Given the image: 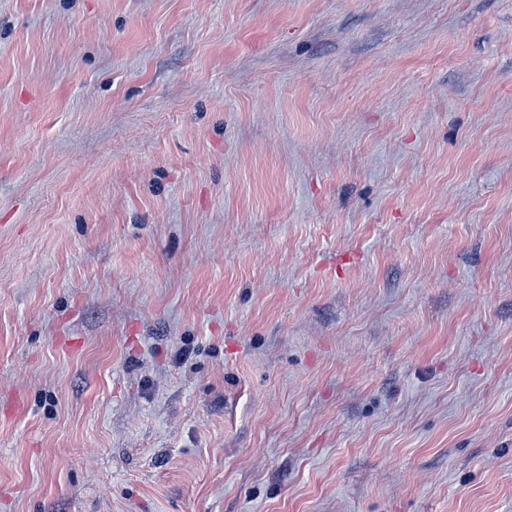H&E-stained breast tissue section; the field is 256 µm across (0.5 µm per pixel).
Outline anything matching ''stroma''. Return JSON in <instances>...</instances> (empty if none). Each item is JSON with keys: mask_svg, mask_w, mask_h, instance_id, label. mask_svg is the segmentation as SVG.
<instances>
[{"mask_svg": "<svg viewBox=\"0 0 512 512\" xmlns=\"http://www.w3.org/2000/svg\"><path fill=\"white\" fill-rule=\"evenodd\" d=\"M0 512H512V0H0Z\"/></svg>", "mask_w": 512, "mask_h": 512, "instance_id": "obj_1", "label": "stroma"}]
</instances>
